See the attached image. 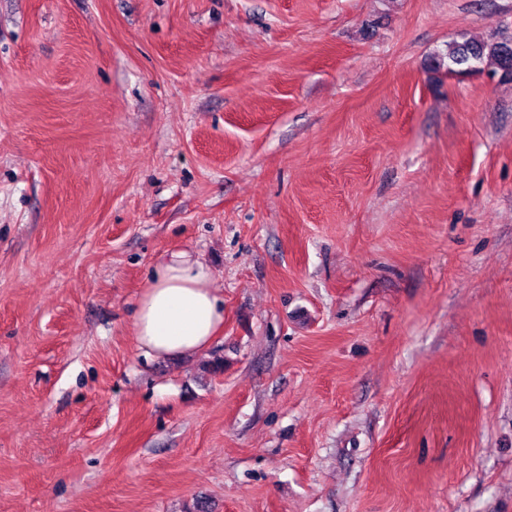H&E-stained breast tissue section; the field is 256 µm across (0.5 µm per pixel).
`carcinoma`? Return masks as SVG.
Masks as SVG:
<instances>
[{
    "instance_id": "1",
    "label": "carcinoma",
    "mask_w": 512,
    "mask_h": 512,
    "mask_svg": "<svg viewBox=\"0 0 512 512\" xmlns=\"http://www.w3.org/2000/svg\"><path fill=\"white\" fill-rule=\"evenodd\" d=\"M433 66L439 70L444 68L450 73L486 70L492 76L512 80V41H455L448 44L446 53L434 57Z\"/></svg>"
}]
</instances>
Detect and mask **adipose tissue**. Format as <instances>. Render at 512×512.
I'll return each instance as SVG.
<instances>
[{
    "label": "adipose tissue",
    "mask_w": 512,
    "mask_h": 512,
    "mask_svg": "<svg viewBox=\"0 0 512 512\" xmlns=\"http://www.w3.org/2000/svg\"><path fill=\"white\" fill-rule=\"evenodd\" d=\"M224 324V303L210 268L183 250L165 255L138 299L134 327L138 343L158 357L207 348Z\"/></svg>",
    "instance_id": "1"
}]
</instances>
